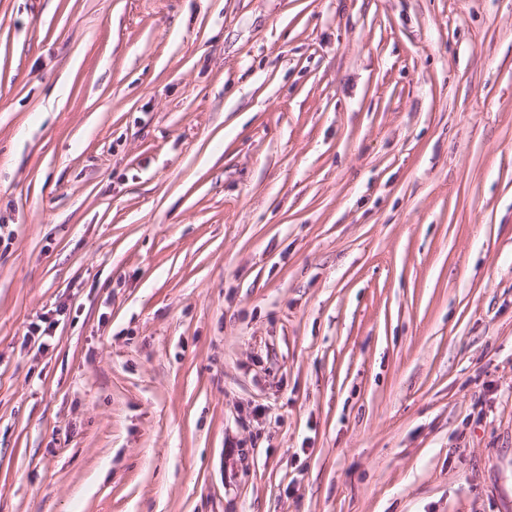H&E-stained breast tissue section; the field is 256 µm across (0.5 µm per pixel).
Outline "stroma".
Here are the masks:
<instances>
[{
    "instance_id": "35a3bbf8",
    "label": "stroma",
    "mask_w": 512,
    "mask_h": 512,
    "mask_svg": "<svg viewBox=\"0 0 512 512\" xmlns=\"http://www.w3.org/2000/svg\"><path fill=\"white\" fill-rule=\"evenodd\" d=\"M0 512H512V0H0Z\"/></svg>"
}]
</instances>
